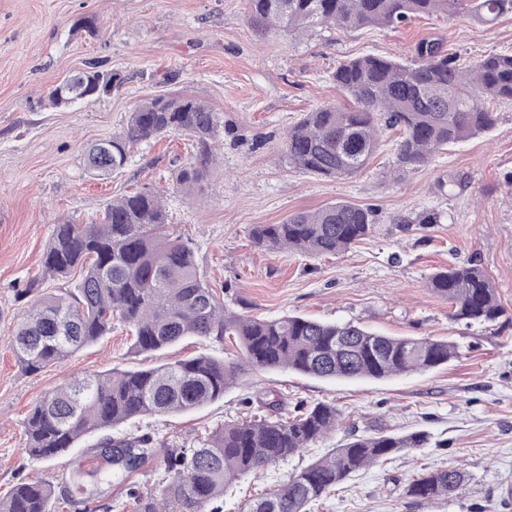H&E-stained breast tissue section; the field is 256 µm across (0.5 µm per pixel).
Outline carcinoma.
Listing matches in <instances>:
<instances>
[{"label": "carcinoma", "instance_id": "1", "mask_svg": "<svg viewBox=\"0 0 512 512\" xmlns=\"http://www.w3.org/2000/svg\"><path fill=\"white\" fill-rule=\"evenodd\" d=\"M465 9L484 23L512 12V0H247V17L260 35H296L319 25L344 31L393 27L413 17ZM333 81L354 103L324 105L288 127L282 159L292 168L340 179L357 173L378 146L380 125L402 131L396 150L400 173L423 170L435 152L491 129L496 113L484 100L512 101V53H493L461 66L443 44L419 43L414 59L364 55L341 63ZM117 73L94 64L70 75L50 93L57 107L88 103L119 91ZM221 123L205 102L192 97L154 98L130 113L124 129L86 149L92 175L107 178L127 164L133 145L169 132L191 138L193 160L175 175V185L194 193L212 163ZM374 228L368 210L336 201L301 211L281 224H255V246L309 256L339 255ZM80 272L77 287L45 293L49 280ZM428 287L452 304V317L494 323L503 315L495 290L479 264H454L431 276ZM40 294L14 324L9 347L29 373L68 359L112 331L117 320L133 332L132 346L156 352L187 338L224 344L232 339L240 359L200 354L147 370L96 373L62 383L28 412L26 451L45 462L91 441L85 461L71 475L73 512H112L98 492L104 481L126 483L134 512H224V490L238 479L283 461L336 429L335 405L315 403L294 415L283 400L263 404L259 419L226 422L196 448H178L143 435H112V428L145 416L164 417L202 408L219 398L243 367L283 369L325 380L386 379L427 371L455 356L445 340L388 336L359 324L329 323L285 315L259 319L224 306L202 279L193 250L168 232L162 197L148 192L112 200L103 218L54 225L38 276L21 291ZM424 430L406 435L375 433L350 439L293 474L287 483L254 497L245 512H308L337 485L401 452L423 448ZM154 463L163 485L142 491L133 480ZM466 485L459 468L417 475L407 494L421 501L453 498ZM56 486L22 480L2 497L0 512H55Z\"/></svg>", "mask_w": 512, "mask_h": 512}]
</instances>
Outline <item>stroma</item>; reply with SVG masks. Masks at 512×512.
Returning a JSON list of instances; mask_svg holds the SVG:
<instances>
[{
    "label": "stroma",
    "instance_id": "stroma-1",
    "mask_svg": "<svg viewBox=\"0 0 512 512\" xmlns=\"http://www.w3.org/2000/svg\"><path fill=\"white\" fill-rule=\"evenodd\" d=\"M246 0H0V495L17 481L65 485L82 457L32 459L23 422L53 387L112 368H148L188 356L235 359L232 344L190 340L156 354L131 348L126 327L37 373L24 371L7 337L28 310L20 292L35 277L53 226L87 222L112 198L162 192L170 230L194 251L202 277L232 309L257 318L302 314L354 322L390 336L452 343L448 365L386 381H325L286 371L246 369L223 399L202 409L124 425L190 448L224 422L245 416V398L280 395L287 413L330 402L342 422L312 447L240 480L224 512H243L257 493L343 445L380 431L431 433L428 447L370 467L342 482L311 512H507L512 486V101L492 103L495 126L437 153L422 171L398 174L397 134L383 132L367 167L327 179L283 164L289 126L322 105L345 103L332 75L372 54L413 59L422 40L441 41L455 62L512 52V13L483 25L468 13L414 18L346 33L320 26L301 35H259ZM97 30L77 32L78 19ZM97 64L126 78L122 89L72 109L53 107L62 77ZM160 95L207 102L224 122L216 160L193 195L172 178L192 152L168 133L140 143L124 169L105 179L86 169L83 147L119 132L134 108ZM344 200L368 209L371 236L348 252L310 257L255 247V224H279L298 211ZM438 223L419 224L418 214ZM476 261L489 275L503 316L493 324L453 320L447 299L425 286L450 264ZM457 466L462 496L423 502L407 496L415 475Z\"/></svg>",
    "mask_w": 512,
    "mask_h": 512
}]
</instances>
